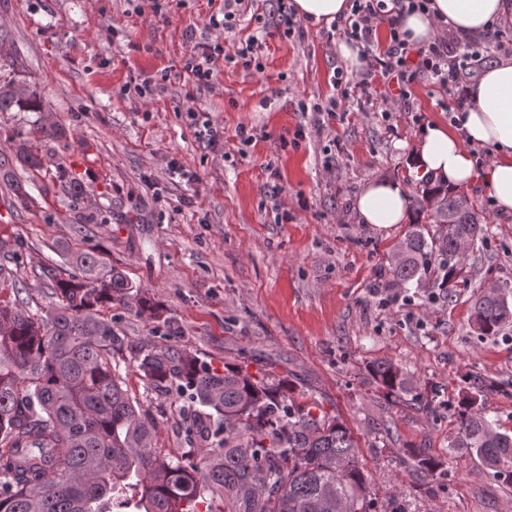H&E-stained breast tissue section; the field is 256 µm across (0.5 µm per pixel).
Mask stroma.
Masks as SVG:
<instances>
[{
	"mask_svg": "<svg viewBox=\"0 0 512 512\" xmlns=\"http://www.w3.org/2000/svg\"><path fill=\"white\" fill-rule=\"evenodd\" d=\"M220 0H182L166 17L154 0H0V77L32 86L39 112H0V152L27 139L42 165L17 169L25 204L0 182V237L16 250L18 286L0 296L48 306L45 268L71 250L99 245L135 287L104 309L118 341L116 366L155 445H187L175 393L147 388L133 350L175 344L220 368L273 365L299 401L315 400L352 429L379 504L405 512H512V486L486 477L464 449H449L452 413L476 378L498 383L484 411L512 431V326L494 337L469 325L474 298L490 287L512 300V216L480 188L468 195L487 227L467 253L452 292L388 285L390 256L409 227L360 223L353 200L370 180L402 181L426 123L448 116V96L419 75L395 112L352 103L343 119H319L299 101L335 97L342 67L325 30L296 21L292 34L271 0L247 9L232 31L209 28ZM258 34L255 63L218 61L208 84L188 81L181 60L192 42ZM155 83L152 95L134 87ZM221 128L211 146L184 108ZM55 127L54 137L34 123ZM256 138L241 146L238 128ZM80 189H72L71 180ZM101 216L78 225V216ZM154 304L141 311L139 297ZM390 360L414 395L385 399L367 366ZM431 402L433 415L419 410ZM440 462L419 479L418 451Z\"/></svg>",
	"mask_w": 512,
	"mask_h": 512,
	"instance_id": "35a3bbf8",
	"label": "stroma"
}]
</instances>
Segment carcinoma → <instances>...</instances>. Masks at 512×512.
<instances>
[{
    "mask_svg": "<svg viewBox=\"0 0 512 512\" xmlns=\"http://www.w3.org/2000/svg\"><path fill=\"white\" fill-rule=\"evenodd\" d=\"M42 111L36 93L0 85V112ZM41 167L25 147L0 154V175L15 163ZM437 232L415 223L392 258L389 285L426 280L441 289L483 234L473 207L462 208L450 186L425 183ZM72 271L49 276L58 302L33 314L23 301L0 299V512H378L359 461L357 442L338 416L316 402L288 398L292 388L234 365L220 371L177 345L134 352L155 390L176 389L184 401L193 450L154 446L156 425L142 417L112 368L116 336L101 309L124 301L132 282L95 249L71 253ZM471 322L481 336L512 323V302L479 296ZM369 371L385 397L409 394L413 381L391 361ZM496 384L475 380L453 412L451 448H463L487 475L512 486V435L482 411Z\"/></svg>",
    "mask_w": 512,
    "mask_h": 512,
    "instance_id": "obj_1",
    "label": "carcinoma"
}]
</instances>
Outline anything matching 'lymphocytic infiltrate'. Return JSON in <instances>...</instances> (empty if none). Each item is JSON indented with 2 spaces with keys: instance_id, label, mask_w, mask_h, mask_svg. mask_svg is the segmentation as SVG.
<instances>
[{
  "instance_id": "obj_1",
  "label": "lymphocytic infiltrate",
  "mask_w": 512,
  "mask_h": 512,
  "mask_svg": "<svg viewBox=\"0 0 512 512\" xmlns=\"http://www.w3.org/2000/svg\"><path fill=\"white\" fill-rule=\"evenodd\" d=\"M427 0H352L350 14L336 23L335 30L345 40L356 42L361 48L365 66L356 79H347L343 71H335L333 82L338 91L336 98L327 105L299 102L300 111H325L335 116L343 105L352 101L368 103L373 111L388 112L394 109L400 97L417 73L435 78L450 100L449 111L455 112L471 101V85L476 70L484 63L480 52L484 41L477 35L459 40L441 39L425 46L408 43L397 27L395 12L424 9ZM387 25V40H379L380 25ZM257 36L251 35L224 47L218 43H195L183 61L181 69L194 84L209 83L219 59L238 57L251 62L260 49Z\"/></svg>"
}]
</instances>
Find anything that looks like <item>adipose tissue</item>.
Wrapping results in <instances>:
<instances>
[{"label": "adipose tissue", "instance_id": "ef3b65f1", "mask_svg": "<svg viewBox=\"0 0 512 512\" xmlns=\"http://www.w3.org/2000/svg\"><path fill=\"white\" fill-rule=\"evenodd\" d=\"M297 17L315 26L348 15L350 0H290ZM512 20V0H429L425 11L402 13L397 23L407 40L423 46L443 37L481 34ZM470 107L454 113L453 123L435 121L419 130L408 164L418 180L432 178L457 189L484 187L495 208L512 215V57L493 61L471 92ZM484 147L491 160L477 170L472 150ZM353 207L361 223L380 230L412 219L407 188L398 181L367 182Z\"/></svg>", "mask_w": 512, "mask_h": 512}]
</instances>
